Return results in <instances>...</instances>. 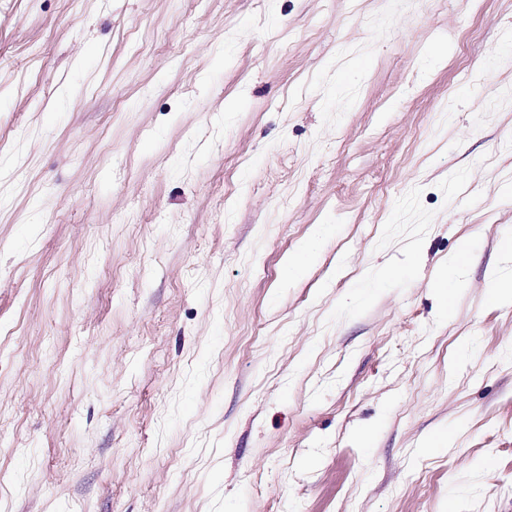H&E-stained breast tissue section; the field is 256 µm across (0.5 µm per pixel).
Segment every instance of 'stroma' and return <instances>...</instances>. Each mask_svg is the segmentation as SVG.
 <instances>
[{
    "mask_svg": "<svg viewBox=\"0 0 512 512\" xmlns=\"http://www.w3.org/2000/svg\"><path fill=\"white\" fill-rule=\"evenodd\" d=\"M509 239L512 0H0V512H512Z\"/></svg>",
    "mask_w": 512,
    "mask_h": 512,
    "instance_id": "35a3bbf8",
    "label": "stroma"
}]
</instances>
